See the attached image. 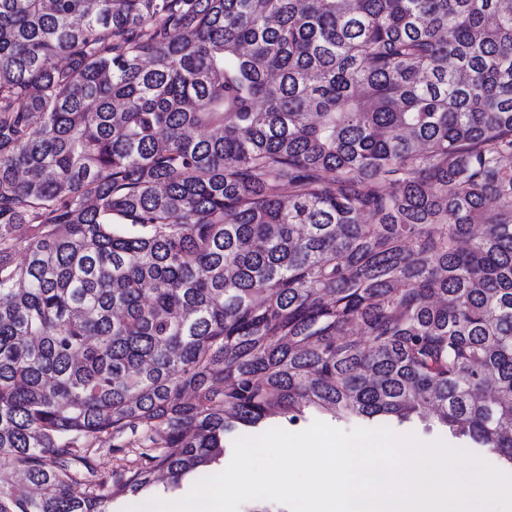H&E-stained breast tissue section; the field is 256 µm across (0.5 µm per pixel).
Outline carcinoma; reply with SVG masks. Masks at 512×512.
Here are the masks:
<instances>
[{
	"mask_svg": "<svg viewBox=\"0 0 512 512\" xmlns=\"http://www.w3.org/2000/svg\"><path fill=\"white\" fill-rule=\"evenodd\" d=\"M509 159L512 0H0V512L310 410L512 466ZM107 441L111 446H102ZM112 439L108 436L101 437L94 448L91 449L93 457L97 461V467L103 476H111L122 472L124 469H129L136 465L135 459L137 458V448H126L124 452L113 453Z\"/></svg>",
	"mask_w": 512,
	"mask_h": 512,
	"instance_id": "1",
	"label": "carcinoma"
}]
</instances>
